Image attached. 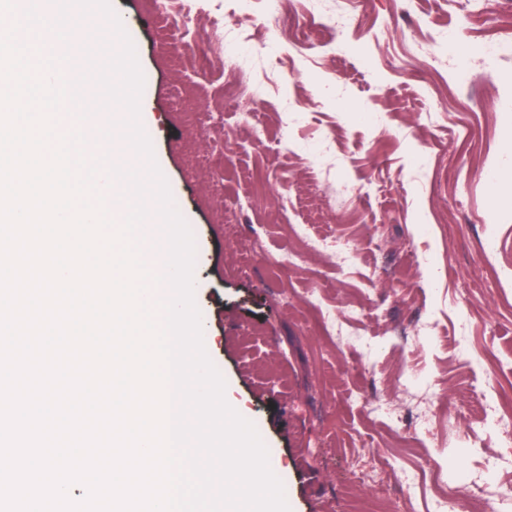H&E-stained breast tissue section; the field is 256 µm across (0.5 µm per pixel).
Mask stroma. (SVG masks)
I'll use <instances>...</instances> for the list:
<instances>
[{
  "instance_id": "1",
  "label": "stroma",
  "mask_w": 512,
  "mask_h": 512,
  "mask_svg": "<svg viewBox=\"0 0 512 512\" xmlns=\"http://www.w3.org/2000/svg\"><path fill=\"white\" fill-rule=\"evenodd\" d=\"M110 3L152 76L140 118L193 232L206 351L228 403L267 446L290 512H397V497L376 504L353 460L416 467L434 455L443 472L411 488L419 503L452 483L512 481V466L483 467L487 454L512 459V442L466 435L480 409L462 433L413 435L429 410L424 391L460 402L465 372L497 379L500 413L512 401V306L477 285L462 290L486 262L512 258V50L498 49L492 21L512 0H487L483 24L472 0H305V13L328 23L346 10L368 17L305 53L268 24L264 0H190L186 28L151 0ZM240 30L249 43L235 56L250 87L228 103L225 55ZM460 41L474 79L462 89L452 85ZM421 71L433 72L430 89L415 81ZM487 125L484 156L457 151L461 127ZM447 165L456 178L443 179ZM297 224L357 239L361 265L339 271L310 252L297 270L273 273ZM254 237L266 248L257 261L240 249ZM313 288L335 313L368 297L363 346L321 331ZM426 322L436 335L397 342ZM460 336L473 352L467 370Z\"/></svg>"
}]
</instances>
